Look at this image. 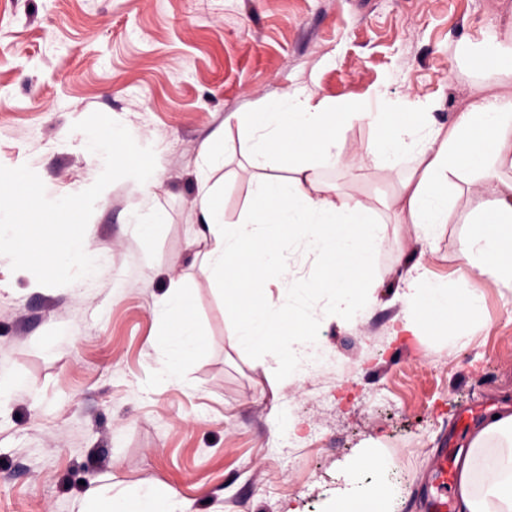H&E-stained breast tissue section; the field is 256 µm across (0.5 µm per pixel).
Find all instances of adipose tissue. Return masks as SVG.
Segmentation results:
<instances>
[{"mask_svg": "<svg viewBox=\"0 0 512 512\" xmlns=\"http://www.w3.org/2000/svg\"><path fill=\"white\" fill-rule=\"evenodd\" d=\"M431 101L411 103L406 119L384 99L336 101L317 92L287 88L244 112H231L225 127H237L249 143L247 159L254 167L272 159L286 166L288 178L256 180L251 203L237 222L224 220V196L212 181L211 169L197 175L196 221L199 238L208 246L200 274L224 288L226 306L237 318L241 345L263 349L288 341L305 348L309 325L287 306L271 308L258 298L269 274L291 279L292 269L274 264L281 229H288L314 252L329 258L316 286L330 290L337 306L362 301V289L348 273L363 268L380 243L375 210L356 199L337 200V189L323 180L327 168H341L345 127L366 124L379 131L362 148L388 170L411 154L414 173L403 179L406 196L402 223L414 225L418 237L448 221V191L453 177L470 173L494 178L497 167L512 166V95L491 94L459 112L448 131L433 128ZM479 275L512 284V181L500 182L492 199L474 220L459 254ZM422 320L459 322L474 311L478 298L470 289L449 292L429 287L409 295ZM171 321L159 342L167 351L166 374L179 377L182 361L205 343L193 316L185 287L172 283L158 303ZM508 448L488 453L492 439ZM460 512H512V412L486 418L473 436L457 484ZM77 512H183L176 492L165 485L139 491L134 498L113 494L104 485L90 486L76 503Z\"/></svg>", "mask_w": 512, "mask_h": 512, "instance_id": "1", "label": "adipose tissue"}]
</instances>
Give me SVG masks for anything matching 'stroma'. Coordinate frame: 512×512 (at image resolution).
Segmentation results:
<instances>
[{
  "mask_svg": "<svg viewBox=\"0 0 512 512\" xmlns=\"http://www.w3.org/2000/svg\"><path fill=\"white\" fill-rule=\"evenodd\" d=\"M494 36H512V0H0V165H28L51 199L88 188L104 162L73 125L96 111L156 155L149 191L122 179L97 200L84 239L94 275L45 287L0 256V512H73L97 478L124 495L170 486L186 512H331L379 487L388 512H422L435 454L452 436L468 445L459 416L512 410V285L458 260L491 185L456 180L447 223L419 244L398 221L397 179L357 154L376 131H345L351 164L325 178L377 211L381 244L353 275L369 298L338 311L305 290L327 260L296 240L278 253L294 280L263 289L314 329L331 364L310 373L237 344L222 291L192 262L206 250L193 242L196 174L224 132L214 177L236 222L260 170L224 117L288 87L428 99L448 127L488 91L465 45ZM156 211L164 222L142 237ZM413 276L473 289L479 307L425 324L403 298ZM174 281L208 345L171 382L155 339ZM367 454L384 467L357 469Z\"/></svg>",
  "mask_w": 512,
  "mask_h": 512,
  "instance_id": "35a3bbf8",
  "label": "stroma"
}]
</instances>
